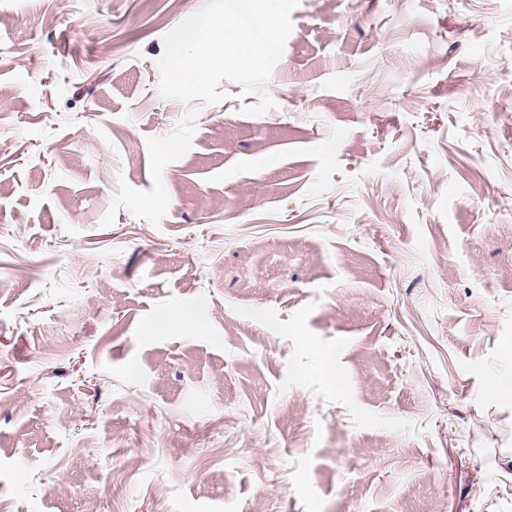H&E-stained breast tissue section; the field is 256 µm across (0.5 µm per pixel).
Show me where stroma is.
Segmentation results:
<instances>
[{
	"instance_id": "stroma-1",
	"label": "stroma",
	"mask_w": 512,
	"mask_h": 512,
	"mask_svg": "<svg viewBox=\"0 0 512 512\" xmlns=\"http://www.w3.org/2000/svg\"><path fill=\"white\" fill-rule=\"evenodd\" d=\"M206 3L0 0V512H512V0Z\"/></svg>"
}]
</instances>
